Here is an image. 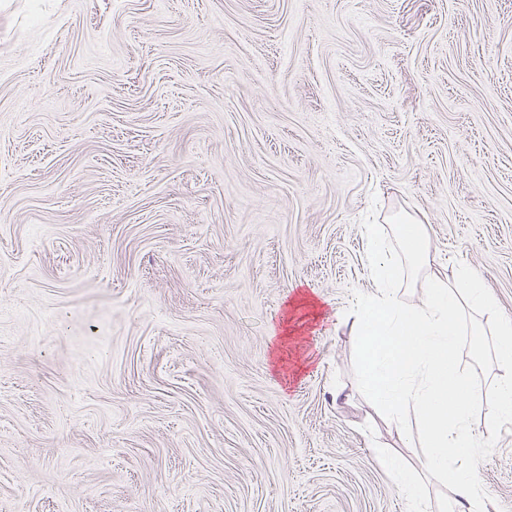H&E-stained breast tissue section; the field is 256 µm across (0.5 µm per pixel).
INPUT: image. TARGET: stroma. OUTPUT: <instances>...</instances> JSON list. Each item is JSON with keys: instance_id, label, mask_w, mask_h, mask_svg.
I'll return each instance as SVG.
<instances>
[{"instance_id": "1", "label": "stroma", "mask_w": 512, "mask_h": 512, "mask_svg": "<svg viewBox=\"0 0 512 512\" xmlns=\"http://www.w3.org/2000/svg\"><path fill=\"white\" fill-rule=\"evenodd\" d=\"M401 210L512 317V0H0V512H406L335 316Z\"/></svg>"}]
</instances>
